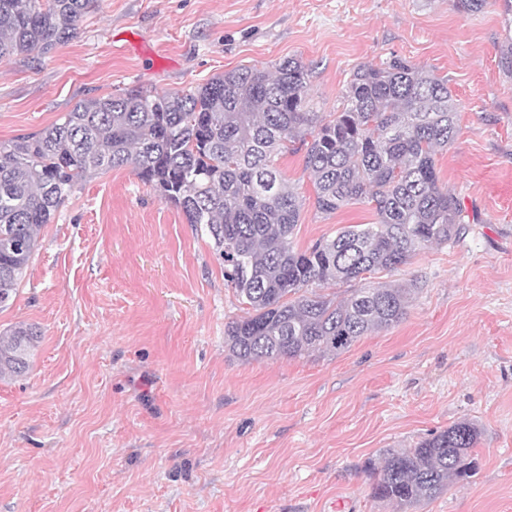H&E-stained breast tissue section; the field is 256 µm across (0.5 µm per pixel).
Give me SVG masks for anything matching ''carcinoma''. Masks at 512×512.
<instances>
[{"label":"carcinoma","mask_w":512,"mask_h":512,"mask_svg":"<svg viewBox=\"0 0 512 512\" xmlns=\"http://www.w3.org/2000/svg\"><path fill=\"white\" fill-rule=\"evenodd\" d=\"M97 3L0 0V60L49 54ZM500 7L498 65L512 78V0ZM309 77L289 58L273 73L241 66L190 90H125L80 101L58 122L0 143V308L16 296L43 225L85 182L129 167L212 238L226 286L248 306L224 328L238 359L337 354L400 322L412 288H357L338 301L311 286L395 270L479 223L439 183L435 156L458 132L448 81L396 55L361 63L340 110L324 121L310 105ZM295 144L305 148L318 212L365 199L378 221L296 249L302 199L274 165ZM40 337L31 325L0 333V378L27 373ZM480 436L464 419L413 448L387 450L366 464L373 497L400 507L438 497L475 475Z\"/></svg>","instance_id":"obj_1"}]
</instances>
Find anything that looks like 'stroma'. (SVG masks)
<instances>
[{
  "mask_svg": "<svg viewBox=\"0 0 512 512\" xmlns=\"http://www.w3.org/2000/svg\"><path fill=\"white\" fill-rule=\"evenodd\" d=\"M497 0H99L41 62L0 61V142L82 100L187 90L287 58L330 117L353 68L406 58L446 79L458 133L443 185L479 221L365 283L414 284L406 316L340 354L239 360L244 315L203 226L131 168L88 181L40 231L0 332H42L0 378V512H512V78ZM278 167L303 199L296 248L376 222L315 208L303 152ZM467 419L476 474L402 509L365 465Z\"/></svg>",
  "mask_w": 512,
  "mask_h": 512,
  "instance_id": "obj_1",
  "label": "stroma"
}]
</instances>
